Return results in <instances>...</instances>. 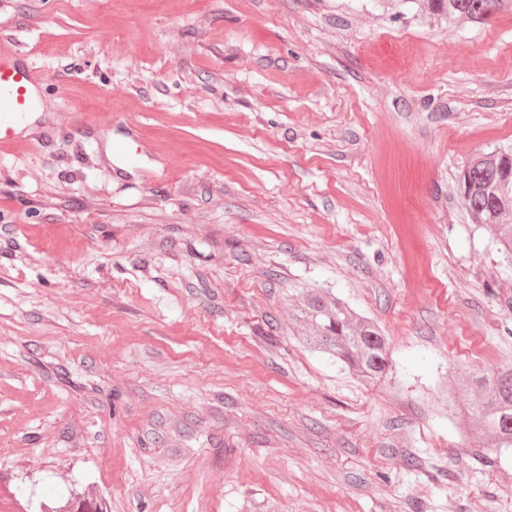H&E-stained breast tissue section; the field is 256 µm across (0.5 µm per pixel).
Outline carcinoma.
I'll return each instance as SVG.
<instances>
[{"label": "carcinoma", "mask_w": 512, "mask_h": 512, "mask_svg": "<svg viewBox=\"0 0 512 512\" xmlns=\"http://www.w3.org/2000/svg\"><path fill=\"white\" fill-rule=\"evenodd\" d=\"M429 8L450 19L463 18L484 24L512 0H427ZM458 192L476 224L494 228L504 249L512 254V224L503 223L512 213V148L484 156L464 169ZM298 315L306 329L303 346L341 365L363 382L380 381L388 369L386 341L374 324L348 304L320 288H299ZM461 413L491 443L492 452L512 448V366L497 368L473 378Z\"/></svg>", "instance_id": "obj_1"}]
</instances>
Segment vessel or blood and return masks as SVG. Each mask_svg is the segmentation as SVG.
<instances>
[{
	"mask_svg": "<svg viewBox=\"0 0 512 512\" xmlns=\"http://www.w3.org/2000/svg\"><path fill=\"white\" fill-rule=\"evenodd\" d=\"M40 85L32 66L9 47L0 48V144L11 142L26 113L35 109Z\"/></svg>",
	"mask_w": 512,
	"mask_h": 512,
	"instance_id": "1",
	"label": "vessel or blood"
}]
</instances>
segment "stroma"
<instances>
[{"label":"stroma","mask_w":512,"mask_h":512,"mask_svg":"<svg viewBox=\"0 0 512 512\" xmlns=\"http://www.w3.org/2000/svg\"><path fill=\"white\" fill-rule=\"evenodd\" d=\"M0 41L43 82L0 151V512H512L454 401L512 363L458 194L512 146V13L0 0ZM300 287L380 327L384 380L298 344Z\"/></svg>","instance_id":"1"}]
</instances>
